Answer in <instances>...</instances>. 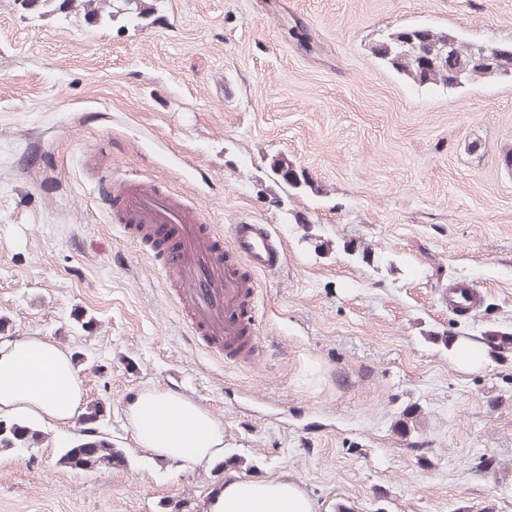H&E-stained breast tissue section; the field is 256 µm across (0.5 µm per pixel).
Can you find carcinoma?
<instances>
[{
	"label": "carcinoma",
	"mask_w": 512,
	"mask_h": 512,
	"mask_svg": "<svg viewBox=\"0 0 512 512\" xmlns=\"http://www.w3.org/2000/svg\"><path fill=\"white\" fill-rule=\"evenodd\" d=\"M122 7L112 16L127 15L141 22L155 12V0H120ZM372 54L405 79L418 86H442L450 90L477 81L512 76V42H491L471 46L458 35L427 26L413 25L387 34L371 47ZM270 170L291 188L309 182L285 156L271 158ZM492 350L512 351V332L489 330L482 337ZM104 417L103 407L94 404L82 413L86 428L70 443L59 462L73 468H91L99 463L120 464L123 453L94 424ZM44 441L41 431L15 420L0 418V448H32Z\"/></svg>",
	"instance_id": "carcinoma-1"
}]
</instances>
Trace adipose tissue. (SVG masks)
Returning a JSON list of instances; mask_svg holds the SVG:
<instances>
[{
    "label": "adipose tissue",
    "mask_w": 512,
    "mask_h": 512,
    "mask_svg": "<svg viewBox=\"0 0 512 512\" xmlns=\"http://www.w3.org/2000/svg\"><path fill=\"white\" fill-rule=\"evenodd\" d=\"M82 396L70 356L50 339L26 336L0 342V415L68 425L80 413ZM127 414L137 445L157 458L196 468L224 454L223 422L174 390L143 389ZM210 512H314V504L286 478H230L212 497Z\"/></svg>",
    "instance_id": "ef3b65f1"
}]
</instances>
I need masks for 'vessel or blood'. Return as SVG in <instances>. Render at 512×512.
Wrapping results in <instances>:
<instances>
[{
  "label": "vessel or blood",
  "instance_id": "vessel-or-blood-1",
  "mask_svg": "<svg viewBox=\"0 0 512 512\" xmlns=\"http://www.w3.org/2000/svg\"><path fill=\"white\" fill-rule=\"evenodd\" d=\"M98 194L126 236L156 242L192 342L228 361L251 360L257 350L254 276L277 271L285 261L270 225L233 224L220 231L204 223L194 205L153 182L105 179Z\"/></svg>",
  "mask_w": 512,
  "mask_h": 512
}]
</instances>
